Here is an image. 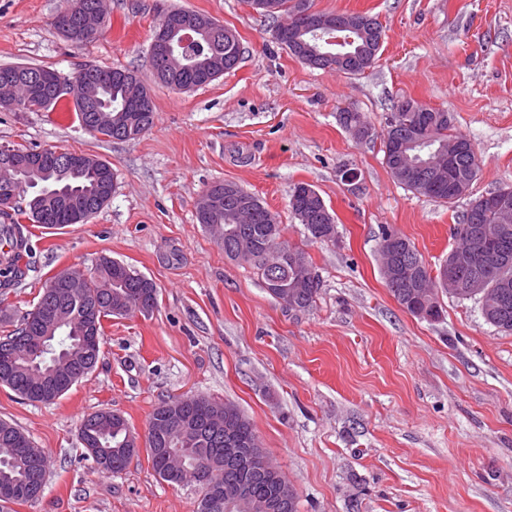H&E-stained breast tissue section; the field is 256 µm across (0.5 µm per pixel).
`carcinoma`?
<instances>
[{
  "label": "carcinoma",
  "instance_id": "cac0c4a2",
  "mask_svg": "<svg viewBox=\"0 0 512 512\" xmlns=\"http://www.w3.org/2000/svg\"><path fill=\"white\" fill-rule=\"evenodd\" d=\"M252 8L264 17L293 19L312 8V0H274L277 9L270 11L251 0ZM383 27L369 17V25L358 37L361 49L346 55L336 64V70L358 75L371 68L365 63L375 59L380 51L379 37ZM291 55L312 67H321L317 52L323 46L309 31H295L287 40L279 41ZM186 64L175 81L164 85L176 90L180 87H202V72L216 80L234 70L243 56L238 33L228 39L224 33L177 46ZM81 79L97 87L101 100L97 107L112 113V130L102 132L111 140H135L146 133L154 123V110H149L140 129L125 126L127 86L131 81L143 84L133 70L90 66L78 71ZM420 105L402 100L394 105L383 140L384 160L391 176L409 190L429 198L454 204L470 194L480 167L473 162L470 147L465 149L442 171L422 168L415 161L402 159L398 167L396 152L409 143L418 147L410 153L432 152L448 143V139H464L466 135L451 132L448 119L423 122ZM341 123L351 131L362 130L371 136V127L360 112L341 113ZM112 166L107 162L87 168L76 180L77 189L70 191L69 206L65 211L48 212L43 208L42 187L51 182H40L29 198L21 201L7 222L0 224V288L12 286L22 276L19 268L25 239L21 224L78 223V215L85 210L100 211L112 197ZM235 194L230 200L197 218L205 230L224 242V255L237 263L251 266L261 279L266 291L277 297V289L270 287L269 278L279 275L295 283L290 289L294 310H306L315 302L319 280L311 271L305 254L283 239L284 227L270 223V211L252 193L233 184ZM254 203L252 220L248 224L235 223V206L241 201ZM468 211L453 227V236L460 250L471 244L481 226L496 223L495 212L483 209ZM289 206L305 232L321 242L336 240V218L319 193L307 194L305 183L294 186ZM291 255H279L280 247ZM403 273L397 276L383 274L387 288L409 314L415 309H427L441 314L439 292L431 269L415 245L403 238L399 242ZM497 255L508 263L496 261L478 269L486 280L484 301L479 303L487 324L512 333V289L507 298L495 294L494 285L505 275L512 277V235L493 245ZM158 304V289L153 281L135 273L128 265L101 256L95 267L84 278L83 288L70 293L52 288L45 283L32 309L19 318L12 333L0 336V386L7 387L21 399L37 400L36 389L50 380L63 382L51 394L54 402L73 385L87 378L102 355V347L84 343L89 324H94L99 335H104L102 322L113 316L136 312L146 315ZM29 435L16 424L0 419V512H13L12 505L29 502L14 493L34 485L46 484L49 459L45 453L23 455L18 441ZM79 439L85 457L92 460L94 470L118 472L125 468L136 453L137 436L128 421L115 413L101 409L86 416L79 428ZM152 468L159 477L172 486L194 485L199 492L197 512H298L293 487L282 472L272 464L251 420L231 402H217L206 396L170 397L160 402L149 417L145 440Z\"/></svg>",
  "mask_w": 512,
  "mask_h": 512
}]
</instances>
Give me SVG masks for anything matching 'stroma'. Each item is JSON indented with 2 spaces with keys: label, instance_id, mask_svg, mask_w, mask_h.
<instances>
[{
  "label": "stroma",
  "instance_id": "stroma-1",
  "mask_svg": "<svg viewBox=\"0 0 512 512\" xmlns=\"http://www.w3.org/2000/svg\"><path fill=\"white\" fill-rule=\"evenodd\" d=\"M105 2L101 33L74 43L52 24L66 0H0V66L66 77L86 65L129 68L155 106L152 128L129 142L96 139L67 100L50 112L0 108V144L93 154L116 175L88 223L28 225L35 270L0 289V305L29 310L47 279L107 255L152 280L158 306L105 320L95 371L59 400L0 387V419L51 460L42 500L15 512H196L197 488L161 480L146 448L121 472L99 473L78 441L94 411L119 413L142 437L160 400L193 395L233 402L251 419L298 512H512V334L487 324L476 300L448 293L439 319L414 317L386 287L379 256L388 229L438 268L467 207L392 178L382 140L398 100L447 111L473 142L472 197L512 185V0H313L314 10L382 24L380 56L358 75L301 63L246 0ZM170 6L235 29L238 67L190 91L152 82L149 47ZM346 109L364 114L370 138L340 124ZM216 181L254 193L284 224L320 281L313 306L270 296L197 223L195 202ZM300 182L333 211L335 241L312 240L290 213Z\"/></svg>",
  "mask_w": 512,
  "mask_h": 512
}]
</instances>
